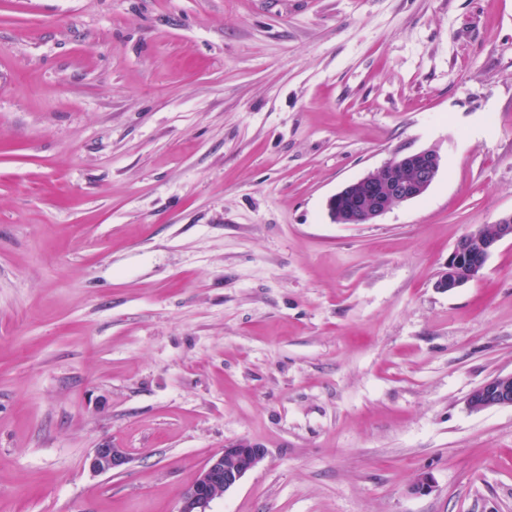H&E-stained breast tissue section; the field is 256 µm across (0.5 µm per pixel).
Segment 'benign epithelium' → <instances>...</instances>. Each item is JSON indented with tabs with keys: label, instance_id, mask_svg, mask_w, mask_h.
<instances>
[{
	"label": "benign epithelium",
	"instance_id": "obj_1",
	"mask_svg": "<svg viewBox=\"0 0 512 512\" xmlns=\"http://www.w3.org/2000/svg\"><path fill=\"white\" fill-rule=\"evenodd\" d=\"M441 166L437 150L428 148L395 156L377 171L342 187L327 203L330 218L337 224H366L390 210L423 195L436 179ZM351 198L355 209H340L341 200ZM512 239V214L494 224H480L462 234L448 255L436 287L454 291L481 277L490 255L498 245ZM472 412L512 407V374L489 379L468 397ZM268 451L261 444L240 440L211 455L201 467L193 486L184 493L179 512H207L210 503L234 488L250 471L261 465ZM127 453L103 443L92 450L90 468L97 473L121 471Z\"/></svg>",
	"mask_w": 512,
	"mask_h": 512
}]
</instances>
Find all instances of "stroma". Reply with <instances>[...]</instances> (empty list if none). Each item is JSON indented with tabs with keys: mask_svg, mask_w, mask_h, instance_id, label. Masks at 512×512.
<instances>
[{
	"mask_svg": "<svg viewBox=\"0 0 512 512\" xmlns=\"http://www.w3.org/2000/svg\"><path fill=\"white\" fill-rule=\"evenodd\" d=\"M510 213L512 0H0V512H178L242 439L208 512H512V240L435 286ZM441 166L437 150L428 148L395 156L377 171L342 187L327 203L330 218L337 224H366L390 210L423 195L436 179ZM351 198L355 209H338ZM509 238L512 239L511 213L503 215L496 224H480L462 234L448 255L436 288L451 292L479 279L490 255ZM467 406L476 413L490 408L512 407V374H499L483 383L469 395ZM267 455V448L250 440L225 445L201 467L193 486L182 496L178 512H207L212 501L238 485ZM128 461L129 458L124 449L102 443L97 448H93L89 466L97 473H112L121 471Z\"/></svg>",
	"mask_w": 512,
	"mask_h": 512,
	"instance_id": "1",
	"label": "stroma"
}]
</instances>
